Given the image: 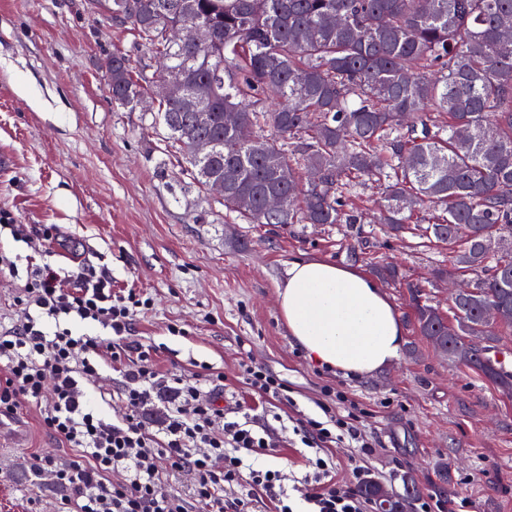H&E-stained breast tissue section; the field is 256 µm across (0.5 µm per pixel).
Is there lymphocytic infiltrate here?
I'll use <instances>...</instances> for the list:
<instances>
[{
  "label": "lymphocytic infiltrate",
  "instance_id": "lymphocytic-infiltrate-1",
  "mask_svg": "<svg viewBox=\"0 0 512 512\" xmlns=\"http://www.w3.org/2000/svg\"><path fill=\"white\" fill-rule=\"evenodd\" d=\"M0 271L24 276L23 311L0 327V418L24 406L38 408L40 424L70 449L67 464L51 454L32 455L35 472H51L70 488L62 512H188L187 499L211 512H252L253 501L268 500L270 512H372L358 489L366 463L379 443L362 427V413L343 393L320 403V416L294 419L290 446L309 449L313 470L308 489L293 497L282 472L261 469L259 457L272 452L273 427L258 424L248 407L236 406L228 419L217 395L224 375H183L159 370L149 348L131 336L149 300L134 291L114 290L107 268L87 266L70 273L50 263L19 266L0 252ZM54 321L47 333L44 321ZM98 324L100 334H73L70 321ZM122 378L125 411L108 421L89 403L84 382L103 367ZM242 379L252 394L292 404L287 384L265 366L243 362ZM171 400L160 427L146 416L160 393ZM349 448L350 477L336 479L330 449ZM189 478V497L167 488L171 476Z\"/></svg>",
  "mask_w": 512,
  "mask_h": 512
}]
</instances>
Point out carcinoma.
<instances>
[{"label": "carcinoma", "mask_w": 512, "mask_h": 512, "mask_svg": "<svg viewBox=\"0 0 512 512\" xmlns=\"http://www.w3.org/2000/svg\"><path fill=\"white\" fill-rule=\"evenodd\" d=\"M107 10L209 113L199 127L181 99L161 98L150 115L198 188L224 180L226 213L249 224H363L350 194L366 181L393 236L408 230L413 205L437 207L423 236L456 249L434 277L469 275L471 293L449 317L408 285L413 326L442 358L512 396L492 331L512 328V249L485 247L512 240V0H112ZM200 21L214 31L206 46L165 37L173 24ZM147 70L140 57L112 54V103L139 108L166 77ZM243 123L258 128L257 141L239 139ZM202 136L213 142L203 157ZM312 166L323 172L318 184L302 181ZM270 194L286 199L275 217L264 207ZM402 487L368 480L359 491L413 512L429 488L448 496V463L429 485L408 472Z\"/></svg>", "instance_id": "cac0c4a2"}]
</instances>
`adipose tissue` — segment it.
Wrapping results in <instances>:
<instances>
[{"label": "adipose tissue", "instance_id": "obj_1", "mask_svg": "<svg viewBox=\"0 0 512 512\" xmlns=\"http://www.w3.org/2000/svg\"><path fill=\"white\" fill-rule=\"evenodd\" d=\"M278 306L292 341L313 364L369 377L400 355V317L359 268L321 258L293 261Z\"/></svg>", "mask_w": 512, "mask_h": 512}]
</instances>
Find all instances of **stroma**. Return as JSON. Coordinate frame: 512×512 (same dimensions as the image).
I'll return each mask as SVG.
<instances>
[{
    "mask_svg": "<svg viewBox=\"0 0 512 512\" xmlns=\"http://www.w3.org/2000/svg\"><path fill=\"white\" fill-rule=\"evenodd\" d=\"M116 52L148 55L92 0H0V151L14 157L0 177V210L61 231L45 253L5 232L0 251L73 272L107 265L113 289L149 297L132 334L162 368L223 372L228 407L254 402L239 379L245 359L284 380L302 413L318 416L326 390L344 392L382 443L368 462L372 480L398 491L410 471L426 483L443 458L453 492L442 512L463 499L474 512H512V397L434 356L411 329L405 341L418 358L403 352L372 377L342 375L309 362L278 313L289 262L318 257L366 273L397 264L403 282L383 289L409 320L407 282L448 265L447 246L410 233L393 239L379 224L235 220L164 154L161 129L113 104L106 64ZM39 418L28 407L0 424V512L59 510L63 490L35 474L30 457L41 449L65 463L70 452Z\"/></svg>",
    "mask_w": 512,
    "mask_h": 512,
    "instance_id": "obj_1",
    "label": "stroma"
}]
</instances>
